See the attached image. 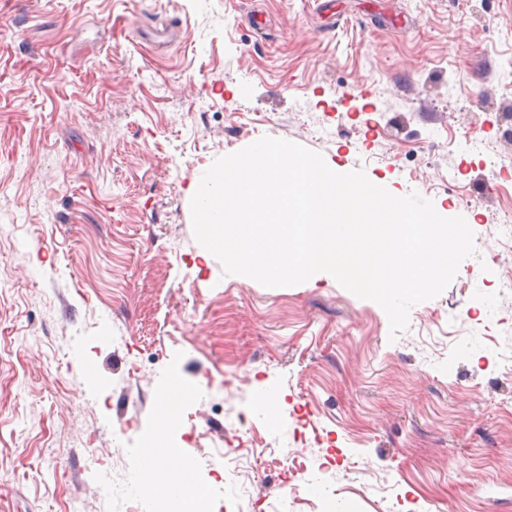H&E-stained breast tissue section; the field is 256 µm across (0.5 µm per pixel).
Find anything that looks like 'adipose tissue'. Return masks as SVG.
Returning <instances> with one entry per match:
<instances>
[{
	"mask_svg": "<svg viewBox=\"0 0 512 512\" xmlns=\"http://www.w3.org/2000/svg\"><path fill=\"white\" fill-rule=\"evenodd\" d=\"M185 399L178 385L167 386L157 407L160 427L141 452L138 482L158 490L157 512H199L200 504L212 496L211 490L196 482L194 462L171 446L168 438L181 423Z\"/></svg>",
	"mask_w": 512,
	"mask_h": 512,
	"instance_id": "adipose-tissue-1",
	"label": "adipose tissue"
}]
</instances>
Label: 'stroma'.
Masks as SVG:
<instances>
[{"label":"stroma","instance_id":"obj_1","mask_svg":"<svg viewBox=\"0 0 512 512\" xmlns=\"http://www.w3.org/2000/svg\"><path fill=\"white\" fill-rule=\"evenodd\" d=\"M511 125L512 0H0V512H126L95 488L173 376L222 408L170 435L198 480L238 459L211 512H512ZM263 137L464 217L477 255L394 341L329 274L224 275L188 189Z\"/></svg>","mask_w":512,"mask_h":512}]
</instances>
